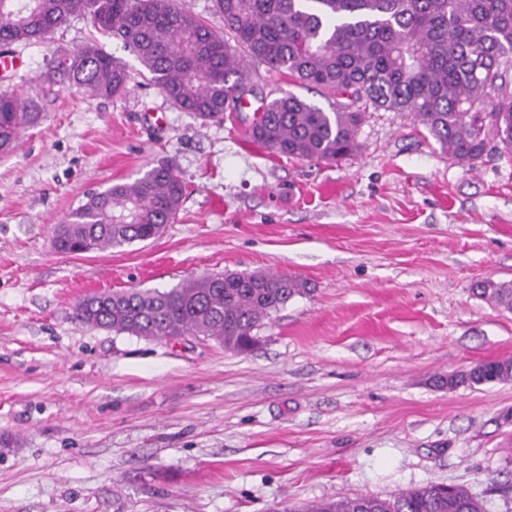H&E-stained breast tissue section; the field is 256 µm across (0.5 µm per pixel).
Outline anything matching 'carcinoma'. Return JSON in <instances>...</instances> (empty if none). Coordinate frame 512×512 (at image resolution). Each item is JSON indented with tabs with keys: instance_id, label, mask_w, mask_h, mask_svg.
Segmentation results:
<instances>
[{
	"instance_id": "cac0c4a2",
	"label": "carcinoma",
	"mask_w": 512,
	"mask_h": 512,
	"mask_svg": "<svg viewBox=\"0 0 512 512\" xmlns=\"http://www.w3.org/2000/svg\"><path fill=\"white\" fill-rule=\"evenodd\" d=\"M215 33L178 0H0V49L45 39L75 15L118 38L181 110L224 120L247 92L248 60L336 98L324 112L293 94L263 103L250 141L292 158L336 161L357 150L365 113L402 112L423 125L457 163L475 166L495 141L512 151V0H215ZM88 98L127 91L126 65L97 42L54 55L45 73ZM38 113L0 92V152L11 151ZM185 186L165 163L111 185L56 225L53 248L73 254L156 238L173 222ZM476 291L512 310V283ZM306 292L288 274L225 272L189 277L165 292H103L77 318L143 338L202 336L238 354L259 344L254 330ZM512 381V358L475 364L448 385ZM281 512H487L464 486L427 484L390 495L288 504Z\"/></svg>"
}]
</instances>
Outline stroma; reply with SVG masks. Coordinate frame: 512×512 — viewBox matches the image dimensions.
I'll list each match as a JSON object with an SVG mask.
<instances>
[{"instance_id": "1", "label": "stroma", "mask_w": 512, "mask_h": 512, "mask_svg": "<svg viewBox=\"0 0 512 512\" xmlns=\"http://www.w3.org/2000/svg\"><path fill=\"white\" fill-rule=\"evenodd\" d=\"M130 90L86 98L40 74L91 40ZM0 91L41 117L0 156V512H271L278 503L462 485L512 512V382L436 379L512 358V311L477 295L512 282V153L475 167L412 117L367 112L336 162L252 144L253 109L325 93L249 66L250 110L178 109L121 41L74 17ZM172 166L185 194L158 238L81 255L54 227L88 195ZM256 270L308 291L237 354L188 336L92 328L86 296L165 291Z\"/></svg>"}]
</instances>
